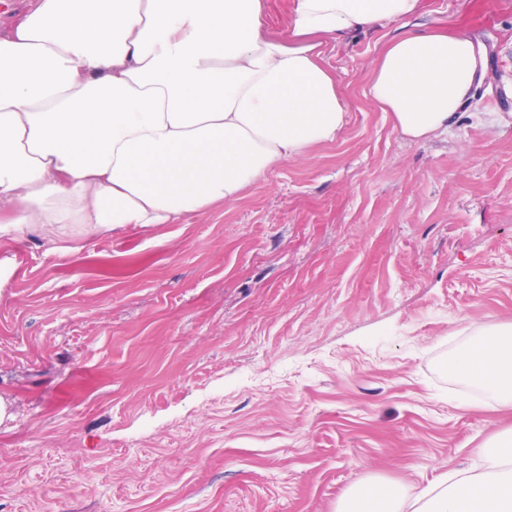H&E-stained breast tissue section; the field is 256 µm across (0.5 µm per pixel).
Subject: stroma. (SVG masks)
Returning a JSON list of instances; mask_svg holds the SVG:
<instances>
[{
  "label": "stroma",
  "instance_id": "35a3bbf8",
  "mask_svg": "<svg viewBox=\"0 0 512 512\" xmlns=\"http://www.w3.org/2000/svg\"><path fill=\"white\" fill-rule=\"evenodd\" d=\"M448 129L413 141L365 99L396 34L328 39L336 141L183 224L54 252L0 239V512H337L418 494L512 429L448 362L512 324V0ZM469 0H424L453 32Z\"/></svg>",
  "mask_w": 512,
  "mask_h": 512
}]
</instances>
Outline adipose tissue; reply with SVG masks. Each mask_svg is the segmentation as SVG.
<instances>
[{"mask_svg": "<svg viewBox=\"0 0 512 512\" xmlns=\"http://www.w3.org/2000/svg\"><path fill=\"white\" fill-rule=\"evenodd\" d=\"M423 0H293L270 37L262 0H39L0 36V238L64 240L179 224L334 142L348 115L324 41L419 14ZM465 30L404 31L363 95L411 140L447 128L486 68ZM512 407V326L449 362ZM339 512H512V433L422 494L375 484Z\"/></svg>", "mask_w": 512, "mask_h": 512, "instance_id": "adipose-tissue-1", "label": "adipose tissue"}]
</instances>
